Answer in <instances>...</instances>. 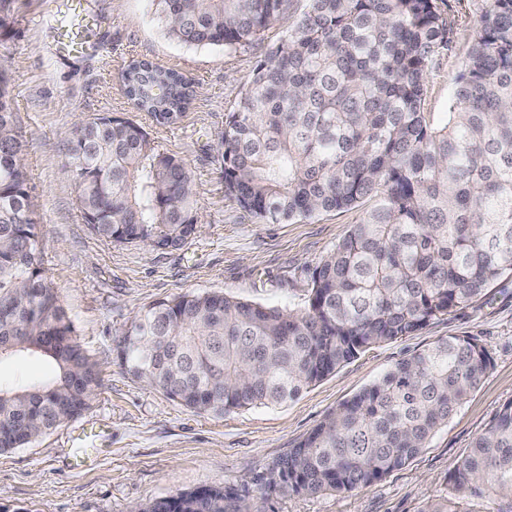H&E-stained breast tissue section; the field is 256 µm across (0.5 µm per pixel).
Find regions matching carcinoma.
I'll use <instances>...</instances> for the list:
<instances>
[{
	"mask_svg": "<svg viewBox=\"0 0 512 512\" xmlns=\"http://www.w3.org/2000/svg\"><path fill=\"white\" fill-rule=\"evenodd\" d=\"M165 35L189 47L256 40L288 0H149ZM476 36L446 122L424 111L425 80L448 50L437 0H307L225 114L224 192L264 224L375 208L309 271L304 308L284 312L222 292L157 300L116 358L136 379L198 413L273 405L361 353L414 336L512 274V0H481ZM127 96L156 127L178 123L191 81L132 59ZM25 148L0 71V361L38 354L48 375L0 384V452L82 416L100 385L44 275ZM85 223L103 238L178 250L195 236V183L140 123L110 114L69 138ZM493 364L472 336H448L341 402L274 466L266 488L351 493L400 471ZM427 512H512V400L448 473ZM141 512H252L228 487L180 491Z\"/></svg>",
	"mask_w": 512,
	"mask_h": 512,
	"instance_id": "carcinoma-1",
	"label": "carcinoma"
}]
</instances>
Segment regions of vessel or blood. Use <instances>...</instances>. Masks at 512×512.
<instances>
[{
	"instance_id": "vessel-or-blood-1",
	"label": "vessel or blood",
	"mask_w": 512,
	"mask_h": 512,
	"mask_svg": "<svg viewBox=\"0 0 512 512\" xmlns=\"http://www.w3.org/2000/svg\"><path fill=\"white\" fill-rule=\"evenodd\" d=\"M96 23L88 0H52L49 10L41 16L42 27L52 39L55 54L61 58L94 53L88 32Z\"/></svg>"
}]
</instances>
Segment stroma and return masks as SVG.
I'll return each instance as SVG.
<instances>
[{
  "instance_id": "obj_1",
  "label": "stroma",
  "mask_w": 512,
  "mask_h": 512,
  "mask_svg": "<svg viewBox=\"0 0 512 512\" xmlns=\"http://www.w3.org/2000/svg\"><path fill=\"white\" fill-rule=\"evenodd\" d=\"M453 22L451 42L426 78L425 111L445 120L461 62L475 37L474 0H439ZM46 0L0 7V62L27 145L28 193L43 229L48 281L74 335L96 363L102 385L88 410L36 443L0 453V512H130L137 505L203 486L229 487L263 512H425L448 495V472L473 437L512 400V277L482 300L431 323L418 335L369 350L278 406L224 416L195 413L134 379L116 346L152 301L180 293L222 292L285 311L304 307L308 269L326 255L375 199L309 221L262 224L224 194V115L257 62L276 46L305 0H288L282 23L250 45L192 48L168 38L148 0H90L101 19L93 35L105 58L58 60L38 25ZM174 67L192 78L182 120L154 130L162 150L184 159L202 216L183 248L160 250L94 235L64 173L69 132L79 119L109 113L147 123L125 94L129 59ZM473 336L494 366L408 467L348 494H269L266 477L290 448L339 403L437 338ZM82 425L103 431L92 462L74 469L71 438Z\"/></svg>"
}]
</instances>
